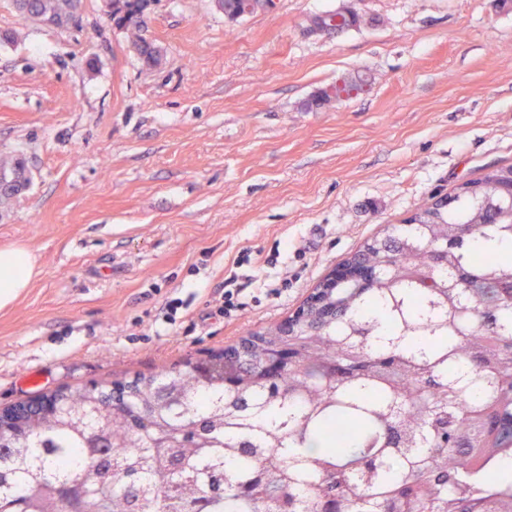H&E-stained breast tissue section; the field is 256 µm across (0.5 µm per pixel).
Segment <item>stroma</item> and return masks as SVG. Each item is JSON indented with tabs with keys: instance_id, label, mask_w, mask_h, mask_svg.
<instances>
[{
	"instance_id": "stroma-1",
	"label": "stroma",
	"mask_w": 512,
	"mask_h": 512,
	"mask_svg": "<svg viewBox=\"0 0 512 512\" xmlns=\"http://www.w3.org/2000/svg\"><path fill=\"white\" fill-rule=\"evenodd\" d=\"M360 28L310 33L344 0H274L236 23L213 0H153L149 68L107 0L36 24L0 0V157L30 190L0 205V246L40 273L0 309V408L182 367L277 325L359 246L488 167L512 165V8L494 0H351ZM363 91L310 106L347 79ZM241 267L287 280L209 317ZM188 307L165 324V302ZM246 249L241 252L235 260H233L231 266L225 270L224 274V291L217 300L214 310L208 312L210 317L219 316L224 319H233L241 315L245 311L249 302L242 299V293L246 288H242V284L239 283L240 275L237 273V269L243 266V262L252 263L254 260L255 264L259 266L264 264H273L272 259L263 257V251L258 250L254 252Z\"/></svg>"
}]
</instances>
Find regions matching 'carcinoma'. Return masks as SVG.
Instances as JSON below:
<instances>
[{
    "mask_svg": "<svg viewBox=\"0 0 512 512\" xmlns=\"http://www.w3.org/2000/svg\"><path fill=\"white\" fill-rule=\"evenodd\" d=\"M28 18L82 0H16ZM140 60L141 0H112ZM313 28L360 27L354 12ZM362 90L321 92L318 106ZM505 168L471 181L456 205L418 209L360 249L380 274L337 285L299 333L266 330L251 365L213 356L192 369L127 381L122 402L72 428L43 413L0 429V512H63L107 483L84 512H512V204ZM288 368L272 371L279 350ZM74 407L112 399L105 385L65 389Z\"/></svg>",
    "mask_w": 512,
    "mask_h": 512,
    "instance_id": "carcinoma-1",
    "label": "carcinoma"
}]
</instances>
